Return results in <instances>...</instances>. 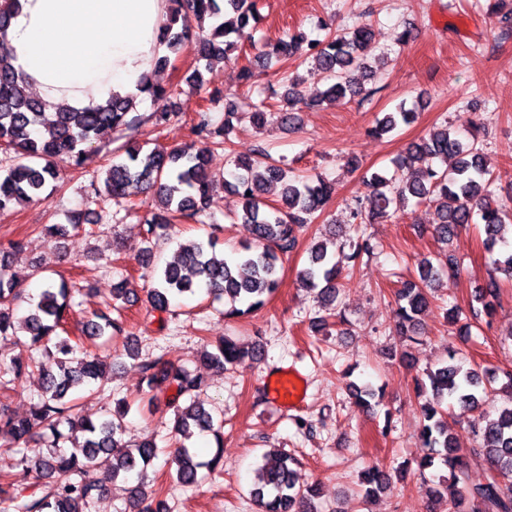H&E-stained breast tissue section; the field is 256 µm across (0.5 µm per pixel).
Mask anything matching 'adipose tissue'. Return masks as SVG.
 Masks as SVG:
<instances>
[{
	"instance_id": "adipose-tissue-1",
	"label": "adipose tissue",
	"mask_w": 512,
	"mask_h": 512,
	"mask_svg": "<svg viewBox=\"0 0 512 512\" xmlns=\"http://www.w3.org/2000/svg\"><path fill=\"white\" fill-rule=\"evenodd\" d=\"M165 15L166 0H22L9 47L47 104L137 99L143 75L166 51Z\"/></svg>"
}]
</instances>
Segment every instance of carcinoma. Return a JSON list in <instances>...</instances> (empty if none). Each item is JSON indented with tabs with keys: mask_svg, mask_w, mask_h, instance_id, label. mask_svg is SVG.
Listing matches in <instances>:
<instances>
[{
	"mask_svg": "<svg viewBox=\"0 0 512 512\" xmlns=\"http://www.w3.org/2000/svg\"><path fill=\"white\" fill-rule=\"evenodd\" d=\"M20 3L0 0V143L18 157L12 167L0 173V212L35 201L58 179L55 160L66 158L80 164L103 130L134 132L146 120L156 127L181 120V113L173 109L153 112L144 119L136 114L133 100L119 95L92 108L60 103L53 111H46L47 104L32 94L29 77L11 63L7 32ZM258 19L256 0H168L161 40L171 51L192 46L204 69L211 71L228 52L254 42L248 25ZM371 36L370 26L362 23L343 33L330 30L322 40L298 33L262 44L257 58L264 67L297 54L309 64L304 76L296 71L284 76L281 126H295L297 112L306 104L300 87L307 75L326 84L322 103L333 104L348 95L359 96L363 102L371 99L376 90L365 88V82L374 80L375 70L364 56ZM141 92L152 99H171L176 94L174 88L164 87L148 75L142 78ZM210 101L223 103L224 123L214 125L201 117L194 126L198 143L169 150L160 146L146 149L131 136L120 147L124 156L112 161L102 182L90 183L92 196L112 199L125 196L135 183L166 209L165 215H154L142 226L145 247L138 262L145 268L151 266L156 242L165 236L171 221L195 222L214 206L216 176L209 168L208 156L224 147L233 121L247 113L255 127L267 123V106L260 94L248 100L216 90ZM417 118V107L402 101L395 111L377 120L371 133L383 136L401 124H413ZM478 129L473 126L464 139L455 129L442 125L411 144L397 159L411 171L410 179L396 184L385 175L372 174L364 180L366 191L354 200L347 223L373 224L390 219L414 203L435 207L433 234L445 245L459 229L482 225L484 244L492 255V272L475 289L470 313L489 324L496 314L494 301L500 279H512V248L500 247L506 230H512V207L494 198L495 177L478 147ZM450 157L456 159L450 169L431 164L434 159L444 162ZM232 164V179L224 181V189L236 200L232 219L249 226L252 241L241 245L231 258L217 251L218 239L212 234L205 240L189 238L179 243L147 289L150 312L167 314L173 297L198 291L224 298L227 318L257 311L277 291L280 257L294 250L299 232L324 211L335 193L332 182L292 176L261 149L251 156L234 158ZM274 188L278 189L275 205L268 199ZM22 247L23 242L17 240L0 250V337H25L27 347L48 353L57 370L39 368L41 393L29 415L19 418L0 411V446L20 448L23 465L14 480L0 487V512H85L89 500L108 494L119 478L134 482L129 488L134 512H167L165 502L144 489L148 467L160 453L155 438L144 437L134 445L122 443L131 403L124 397L116 399L112 413L99 417L75 413V392L92 384L105 385L112 376L105 361L86 352L77 356L70 338L60 335L70 308L67 284L46 283L28 314L21 319L14 316V306L23 301L24 293L11 271V259ZM373 251L369 235L359 237L352 253L342 256L327 243L316 242L309 249L301 282L317 292L322 307L330 311L343 287L344 263ZM462 272L452 256L437 265L427 260L420 263L417 276L401 281L394 292L396 332L411 342L422 334V317L430 304L428 288L441 279H457ZM82 333L94 340L107 333L124 335L127 328L122 315L112 318L100 314L83 324ZM256 353L257 344L243 346L226 337L215 350H204L203 361L209 368L224 371L247 365ZM128 355L139 361L150 393L148 404L163 399L174 409V431L180 439L171 465L177 481L185 486L197 483L201 470H213L221 460L219 451L211 459L201 460L186 444L196 430L213 435L218 445L222 441L223 422L215 420L199 400L206 387L205 377L185 367H174L160 357L142 358L137 350H128ZM494 381L486 372L463 368L452 349L440 366L415 379L416 390L428 395L422 404L419 432L426 453L418 462V470L423 473L439 463L448 469V475L431 482L428 489L431 496L448 502V512H512V406L483 416L472 427L473 453L489 469V475L478 484L468 483L469 461L457 453L456 438L448 429L453 406L479 408L487 385ZM101 454L112 456V470L102 476L95 472ZM296 465L294 457L278 449L264 454L250 489L257 512H312L317 489L299 484ZM33 471L44 483L40 493L24 495L18 487ZM361 480L369 498L386 487L389 475L370 467Z\"/></svg>",
	"mask_w": 512,
	"mask_h": 512,
	"instance_id": "cac0c4a2",
	"label": "carcinoma"
}]
</instances>
